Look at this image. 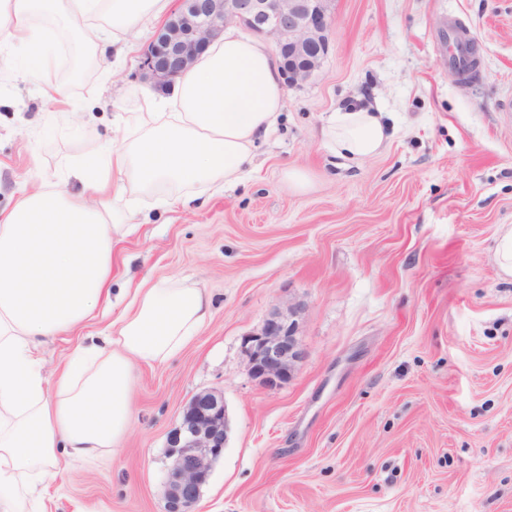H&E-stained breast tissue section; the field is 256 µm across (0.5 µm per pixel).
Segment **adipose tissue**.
Here are the masks:
<instances>
[{
    "label": "adipose tissue",
    "instance_id": "ef3b65f1",
    "mask_svg": "<svg viewBox=\"0 0 512 512\" xmlns=\"http://www.w3.org/2000/svg\"><path fill=\"white\" fill-rule=\"evenodd\" d=\"M171 0H0V75L21 72L50 99H68L54 81V19L84 36L98 63L132 51V34L160 22ZM284 100L277 59L259 37L225 26L168 97L133 118L139 133L108 152L82 155L69 169L84 191L48 181L24 188L0 210V512H45L47 482L61 458L88 459L117 448L131 421L135 364L180 352L210 314L198 288L175 277L144 282L104 344L76 346L55 382L42 352L89 318L108 295L112 243L138 214L133 190L167 185L221 189L244 179L252 152L275 130ZM334 153L379 154L390 139L379 109L347 105L322 130Z\"/></svg>",
    "mask_w": 512,
    "mask_h": 512
}]
</instances>
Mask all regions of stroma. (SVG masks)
I'll use <instances>...</instances> for the list:
<instances>
[{
	"label": "stroma",
	"instance_id": "stroma-1",
	"mask_svg": "<svg viewBox=\"0 0 512 512\" xmlns=\"http://www.w3.org/2000/svg\"><path fill=\"white\" fill-rule=\"evenodd\" d=\"M452 19L476 37L465 87L441 45ZM139 61L71 84L70 116L0 78V209L44 179L80 192L71 162L146 109ZM511 99L512 0H335L328 55L286 89L242 184L174 208L171 190L135 192L113 295L175 275L206 292L211 317L180 353L136 367L122 447L63 460L49 512H167V436L206 390L223 392L230 430L196 512H512V278L493 258L512 226ZM355 100L392 133L360 161L322 137ZM291 304L306 357L271 388L245 341ZM121 310L49 341L47 376Z\"/></svg>",
	"mask_w": 512,
	"mask_h": 512
}]
</instances>
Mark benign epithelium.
<instances>
[{
	"label": "benign epithelium",
	"mask_w": 512,
	"mask_h": 512,
	"mask_svg": "<svg viewBox=\"0 0 512 512\" xmlns=\"http://www.w3.org/2000/svg\"><path fill=\"white\" fill-rule=\"evenodd\" d=\"M331 10L332 0H180L142 55L139 69L161 90L195 64L225 25L235 23L273 43L284 84L297 87L313 78L329 51ZM297 313L296 307L286 314L274 311L262 331L247 339L249 370L266 386L287 383L303 358L295 336ZM227 440L223 392L195 395L168 436L167 512H195Z\"/></svg>",
	"instance_id": "1"
}]
</instances>
